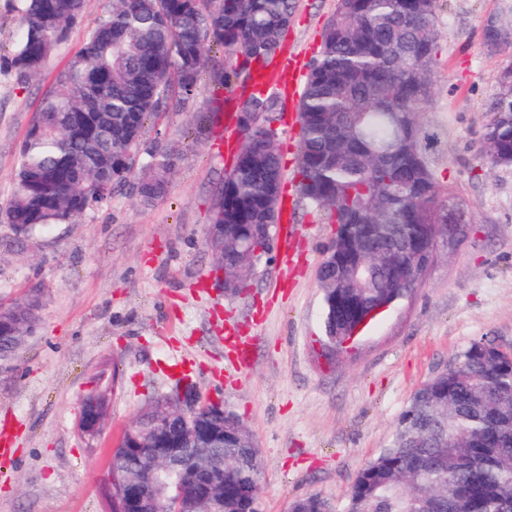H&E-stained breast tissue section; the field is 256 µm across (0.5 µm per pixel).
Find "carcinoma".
I'll return each mask as SVG.
<instances>
[{"label": "carcinoma", "mask_w": 512, "mask_h": 512, "mask_svg": "<svg viewBox=\"0 0 512 512\" xmlns=\"http://www.w3.org/2000/svg\"><path fill=\"white\" fill-rule=\"evenodd\" d=\"M441 0H336L298 104L295 182L312 209L336 225L318 266L324 331L341 346L371 307L415 286L455 224V194L440 186L423 124L435 95ZM58 73L19 150L14 191L0 223L26 240L54 224H79L127 188L141 206L168 191L174 151L146 137V123L193 95L207 53L232 56L217 81L228 89L281 51L295 0H110ZM20 34L0 73L27 84L85 17V0H20ZM491 50L512 48V0L482 26ZM283 109L269 88L238 107L242 144L219 187L204 232L228 291L247 287L261 265L254 247L274 240L283 155L272 121ZM490 168H512V65L496 78L481 138ZM40 296L0 305V355L32 331ZM109 399L84 398L83 417L103 430ZM230 409L192 419L177 404L142 408L112 450L109 481L133 489L123 512H260L255 439ZM296 512H334L317 495ZM344 512H512V361L490 341L472 342L456 363L425 381L399 415L386 446L356 476Z\"/></svg>", "instance_id": "obj_1"}]
</instances>
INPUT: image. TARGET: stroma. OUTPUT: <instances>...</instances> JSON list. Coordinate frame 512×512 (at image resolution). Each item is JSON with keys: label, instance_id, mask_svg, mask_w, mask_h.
<instances>
[{"label": "stroma", "instance_id": "stroma-1", "mask_svg": "<svg viewBox=\"0 0 512 512\" xmlns=\"http://www.w3.org/2000/svg\"><path fill=\"white\" fill-rule=\"evenodd\" d=\"M335 0H296L280 58L307 70ZM107 0H86L84 25L40 77L19 85L0 74V206L14 189L19 147L43 95L79 49ZM496 0H443L436 97L424 115L430 160L465 208L472 231L439 255L424 283L376 320L351 348L328 350L317 268L334 227L294 188L298 99L288 87L274 124L284 155L282 221L250 286L226 295L204 244L214 190L240 145L235 109L214 96L224 51L213 47L179 113L150 123L147 138L180 152L168 194L135 205L114 191L78 224L19 241L0 223V304L42 291L40 322L0 362V512H106L113 448L148 403L174 396L188 376L200 400H222L253 433L261 459L262 512H289L318 495L342 512L361 468L389 440L416 389L486 338L512 352V168L480 157L495 77L512 50L491 51L482 22ZM223 135L224 150L212 143ZM114 382L103 433L80 436L82 398Z\"/></svg>", "mask_w": 512, "mask_h": 512}]
</instances>
